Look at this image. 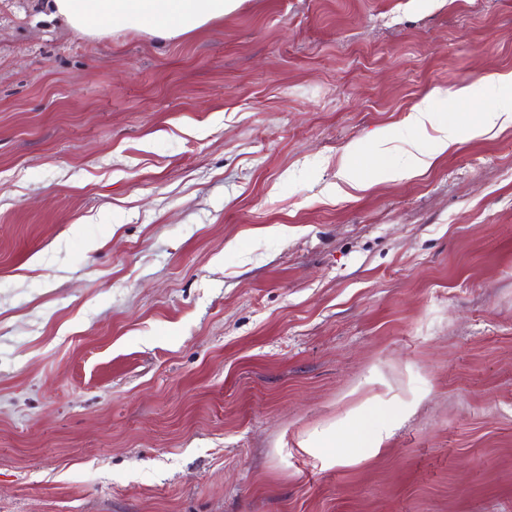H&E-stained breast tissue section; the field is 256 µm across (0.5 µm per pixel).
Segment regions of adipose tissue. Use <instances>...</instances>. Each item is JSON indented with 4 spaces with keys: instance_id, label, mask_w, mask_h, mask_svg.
Here are the masks:
<instances>
[{
    "instance_id": "ef3b65f1",
    "label": "adipose tissue",
    "mask_w": 512,
    "mask_h": 512,
    "mask_svg": "<svg viewBox=\"0 0 512 512\" xmlns=\"http://www.w3.org/2000/svg\"><path fill=\"white\" fill-rule=\"evenodd\" d=\"M239 3L240 0H53L52 7L56 16L84 37H102L109 26L119 24L172 40L223 18ZM493 83L500 90L499 100L477 112L470 111L469 106L482 98L483 85H468L454 92V100L466 105L467 110L442 124L439 152L456 147L464 138L512 124V74L498 75Z\"/></svg>"
}]
</instances>
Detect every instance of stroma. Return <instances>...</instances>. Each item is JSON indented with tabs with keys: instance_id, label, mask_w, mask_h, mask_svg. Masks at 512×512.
I'll return each instance as SVG.
<instances>
[{
	"instance_id": "1",
	"label": "stroma",
	"mask_w": 512,
	"mask_h": 512,
	"mask_svg": "<svg viewBox=\"0 0 512 512\" xmlns=\"http://www.w3.org/2000/svg\"><path fill=\"white\" fill-rule=\"evenodd\" d=\"M511 72L512 0H0V512H512V126L388 176ZM241 0H53L56 16L81 36L100 38L115 24L177 39L224 18Z\"/></svg>"
}]
</instances>
